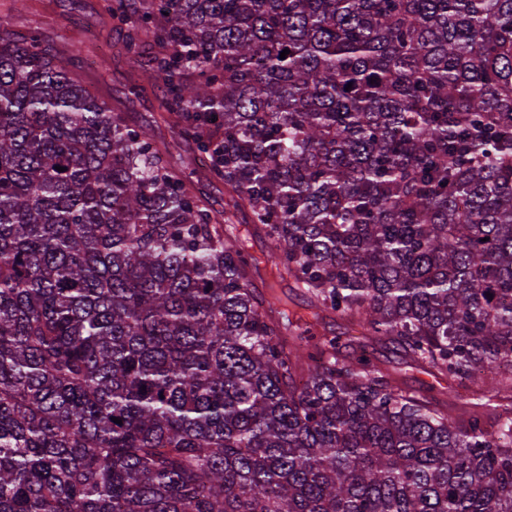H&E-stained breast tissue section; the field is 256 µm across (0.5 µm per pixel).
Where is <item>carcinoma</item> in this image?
I'll use <instances>...</instances> for the list:
<instances>
[{
    "instance_id": "1",
    "label": "carcinoma",
    "mask_w": 512,
    "mask_h": 512,
    "mask_svg": "<svg viewBox=\"0 0 512 512\" xmlns=\"http://www.w3.org/2000/svg\"><path fill=\"white\" fill-rule=\"evenodd\" d=\"M103 9L159 124L0 33V512H512V0ZM369 351L373 353V356L376 358L381 368L387 370L397 378L402 387L425 395L440 397L438 395V389L440 387L432 376L414 366L410 367L404 364L400 356L394 354L391 349L384 344H373L369 348ZM431 385L436 387L432 392L429 391V386Z\"/></svg>"
}]
</instances>
